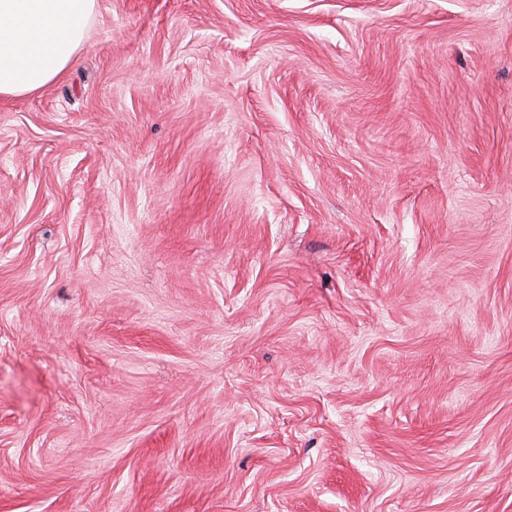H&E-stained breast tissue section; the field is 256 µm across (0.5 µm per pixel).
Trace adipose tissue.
I'll return each mask as SVG.
<instances>
[{
    "label": "adipose tissue",
    "instance_id": "ef3b65f1",
    "mask_svg": "<svg viewBox=\"0 0 512 512\" xmlns=\"http://www.w3.org/2000/svg\"><path fill=\"white\" fill-rule=\"evenodd\" d=\"M96 0H0V96L56 82L82 47Z\"/></svg>",
    "mask_w": 512,
    "mask_h": 512
}]
</instances>
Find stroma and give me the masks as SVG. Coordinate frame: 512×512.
Here are the masks:
<instances>
[{
    "instance_id": "stroma-1",
    "label": "stroma",
    "mask_w": 512,
    "mask_h": 512,
    "mask_svg": "<svg viewBox=\"0 0 512 512\" xmlns=\"http://www.w3.org/2000/svg\"><path fill=\"white\" fill-rule=\"evenodd\" d=\"M0 512H512V0H96L0 97Z\"/></svg>"
}]
</instances>
